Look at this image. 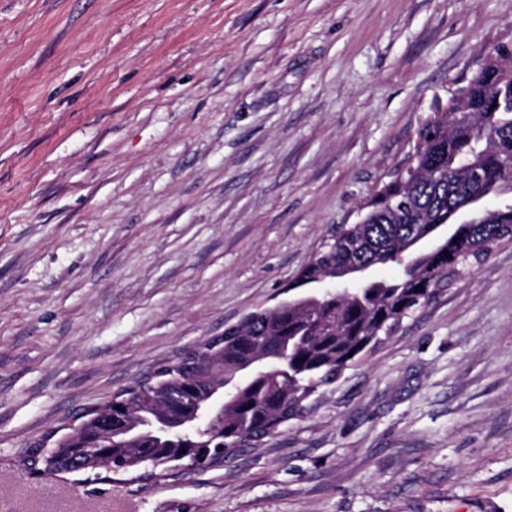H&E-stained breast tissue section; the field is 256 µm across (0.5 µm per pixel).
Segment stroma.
I'll return each instance as SVG.
<instances>
[{"label":"stroma","mask_w":512,"mask_h":512,"mask_svg":"<svg viewBox=\"0 0 512 512\" xmlns=\"http://www.w3.org/2000/svg\"><path fill=\"white\" fill-rule=\"evenodd\" d=\"M510 44L512 0H0V512H512V242L223 467L29 463L287 300Z\"/></svg>","instance_id":"1"}]
</instances>
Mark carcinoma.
<instances>
[{
  "label": "carcinoma",
  "mask_w": 512,
  "mask_h": 512,
  "mask_svg": "<svg viewBox=\"0 0 512 512\" xmlns=\"http://www.w3.org/2000/svg\"><path fill=\"white\" fill-rule=\"evenodd\" d=\"M462 87L463 111L436 112L418 131L421 148L413 167L419 175L397 176L372 200L364 224H342L301 269L296 292L280 308H259L214 338L159 366L152 375L115 394L102 408L135 415L139 437L133 444L112 442L115 473L143 471L167 480L179 465L195 461L210 468L273 434L298 417L320 389L336 382L363 360L403 319L426 306L471 265L486 260L512 238V203L486 210L473 224L456 225L440 247L405 260L404 244L429 235L433 225L468 207L472 197L495 189L512 195V51H498ZM393 265L392 278L343 281L318 300L307 299L306 284L336 267ZM277 345L291 354L290 376H241L247 352L259 356ZM224 361V375L209 374L204 358ZM187 388L229 390L224 421L186 432L158 433L151 426L157 406ZM71 445L59 437L38 462L63 474Z\"/></svg>",
  "instance_id": "cac0c4a2"
}]
</instances>
